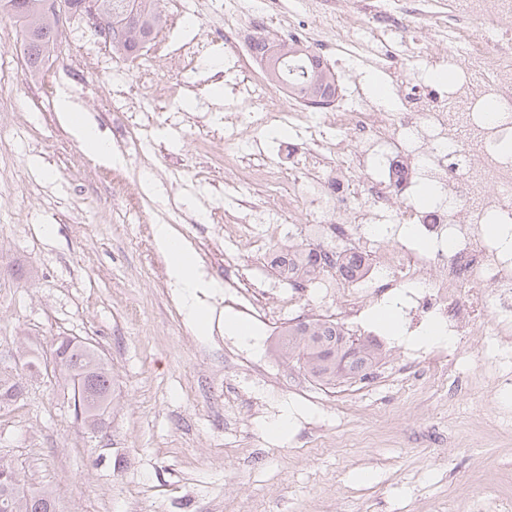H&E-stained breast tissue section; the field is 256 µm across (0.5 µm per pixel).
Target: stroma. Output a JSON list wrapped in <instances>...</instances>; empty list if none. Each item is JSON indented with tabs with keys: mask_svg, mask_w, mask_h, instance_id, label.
I'll return each mask as SVG.
<instances>
[{
	"mask_svg": "<svg viewBox=\"0 0 512 512\" xmlns=\"http://www.w3.org/2000/svg\"><path fill=\"white\" fill-rule=\"evenodd\" d=\"M315 2L273 10L268 0H180L193 28L162 29L131 62L76 16L71 53L51 51L45 71L21 56V22L0 25V364L45 359L54 340L77 336L115 382L110 425L92 434L54 377L19 368L24 392L0 410V458L30 485L53 488L56 512H512V424L499 418L512 388L471 347L453 370L458 397L433 384L423 371L433 345L399 292L364 299L368 315L394 306L403 326L397 336L370 318L362 326L381 348L380 379L330 397L275 355L277 331L252 321L245 336L224 329L237 313L224 293L225 255L260 300L278 304L282 290L248 234L224 237L228 224L258 226L264 208L259 187L253 209L241 207L220 157L232 142L240 165L259 148L272 161L297 133L263 132L257 147L235 141L246 75L209 69L224 59L211 36L257 13L284 30ZM330 38L327 60L348 93L366 91L377 73L394 101L430 57L450 52L426 18L406 19L382 43L349 18ZM386 46L403 58L401 75L379 72ZM63 93L118 149L119 164L94 161L65 128ZM171 211L209 284L204 334L154 238ZM409 362L421 373L401 377ZM287 414L288 432L271 435Z\"/></svg>",
	"mask_w": 512,
	"mask_h": 512,
	"instance_id": "stroma-1",
	"label": "stroma"
}]
</instances>
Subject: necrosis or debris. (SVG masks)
I'll use <instances>...</instances> for the list:
<instances>
[{"instance_id":"1","label":"necrosis or debris","mask_w":512,"mask_h":512,"mask_svg":"<svg viewBox=\"0 0 512 512\" xmlns=\"http://www.w3.org/2000/svg\"><path fill=\"white\" fill-rule=\"evenodd\" d=\"M421 2L398 0L392 12L386 0H320L318 13L290 25L284 37L313 45L314 30L332 28L346 12L362 15L365 26L386 35L404 18L418 15ZM478 20L496 32V39L470 35L471 23ZM436 25L453 51L434 63L460 64V81L448 89L415 84L387 119L364 101L349 102L340 93L309 104L291 94L288 86L271 87L263 76L247 80L246 130L255 132L272 123L300 127L309 131L319 153L331 148L323 135L327 128L352 143V151L329 173H306L287 182L279 168L264 163L241 167L231 154L225 155L224 167L242 188H264L268 214L283 218L301 202L309 203L307 223L316 229L313 249L321 267L319 279L327 295L336 298L325 320L342 335H353L363 297H382L398 288L405 291L406 308L415 323H441L455 345L436 351L428 373L444 383L458 346L476 335L489 300L498 316L493 330L498 338L495 360L503 366L512 364V249L481 232L482 225L491 222L512 230V157L501 149L512 138V0H454L448 14L437 16ZM368 166L375 175L364 183V194L393 223L413 225L434 241L435 250L381 245L380 225L370 222L367 210L355 204V194L342 177L343 171ZM421 172L440 184L443 200L425 210H390L393 196L403 193L413 175ZM353 255L360 257L361 265L350 274L346 261ZM280 280L292 294L278 308L242 295V311L267 328L297 316L296 298L307 290L288 275Z\"/></svg>"}]
</instances>
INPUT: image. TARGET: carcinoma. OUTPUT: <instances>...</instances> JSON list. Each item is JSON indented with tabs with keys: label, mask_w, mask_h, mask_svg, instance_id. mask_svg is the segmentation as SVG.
<instances>
[{
	"label": "carcinoma",
	"mask_w": 512,
	"mask_h": 512,
	"mask_svg": "<svg viewBox=\"0 0 512 512\" xmlns=\"http://www.w3.org/2000/svg\"><path fill=\"white\" fill-rule=\"evenodd\" d=\"M43 3L44 0H0L1 10L5 9L25 22L24 54L32 68L39 67L46 52L58 43L56 21L44 12ZM101 3L115 24L112 28V52L124 59L137 58V44L126 39L125 28L120 26L123 14L128 6H133L136 12L134 28L149 41L163 22L159 0H101ZM273 47L278 48L269 72L273 83L289 82L308 100L335 89L336 76L326 62L318 56L309 57L300 46L286 41L273 46L262 38L254 43L253 52L255 56L264 58ZM282 262L288 264L303 282H311L319 274L313 252L308 248L288 251ZM275 353L289 365L324 384L336 383L339 365L348 379L371 367L377 359V347L372 341L344 339L336 335V329L317 322L300 323L283 330ZM57 373L67 390L74 417L92 433L104 431V415L113 403L112 368L108 362L95 348L81 341L70 342L63 347ZM21 394V382L0 367V409L11 406ZM0 470L8 473L22 487L21 500L14 512H55L52 489L28 487L25 474L1 459Z\"/></svg>",
	"instance_id": "carcinoma-1"
}]
</instances>
